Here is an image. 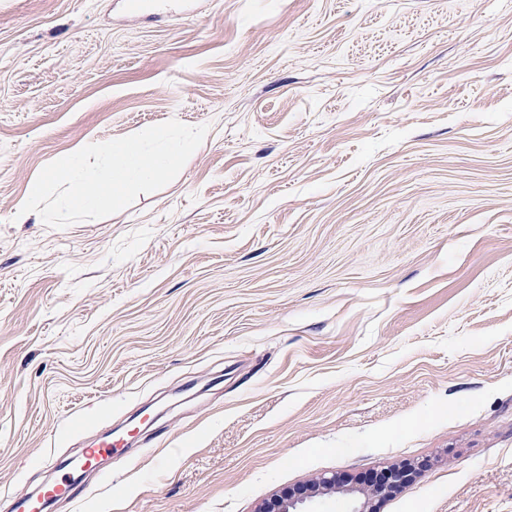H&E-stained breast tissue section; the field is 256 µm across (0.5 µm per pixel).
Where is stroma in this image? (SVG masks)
<instances>
[{"instance_id": "obj_1", "label": "stroma", "mask_w": 512, "mask_h": 512, "mask_svg": "<svg viewBox=\"0 0 512 512\" xmlns=\"http://www.w3.org/2000/svg\"><path fill=\"white\" fill-rule=\"evenodd\" d=\"M210 137L90 224L57 156ZM141 440L57 512H257L426 462L380 512H512V0H0V500ZM339 480L335 474L322 476L313 483L302 484L276 495L264 503L257 512H320L308 510L306 504L317 494H326L336 488Z\"/></svg>"}]
</instances>
